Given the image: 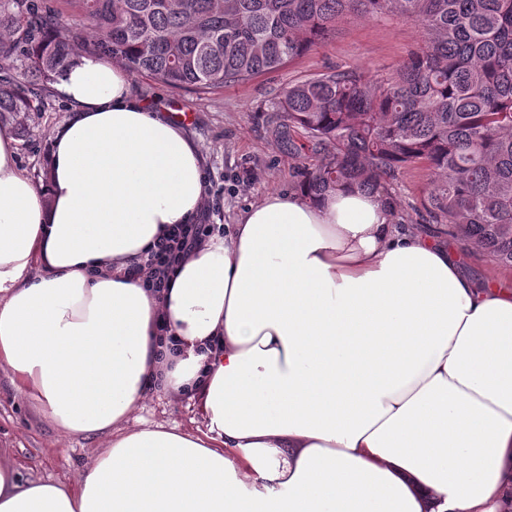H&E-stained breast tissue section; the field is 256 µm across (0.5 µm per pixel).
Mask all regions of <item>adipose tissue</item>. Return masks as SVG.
<instances>
[{
    "mask_svg": "<svg viewBox=\"0 0 512 512\" xmlns=\"http://www.w3.org/2000/svg\"><path fill=\"white\" fill-rule=\"evenodd\" d=\"M53 89L47 189L0 125V364L107 443L71 484L0 459V512H512V287L344 184L248 206L156 300L127 271L198 217L201 152L100 55ZM158 392L201 429L128 427Z\"/></svg>",
    "mask_w": 512,
    "mask_h": 512,
    "instance_id": "adipose-tissue-1",
    "label": "adipose tissue"
}]
</instances>
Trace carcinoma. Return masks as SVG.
<instances>
[{
  "label": "carcinoma",
  "instance_id": "1",
  "mask_svg": "<svg viewBox=\"0 0 512 512\" xmlns=\"http://www.w3.org/2000/svg\"><path fill=\"white\" fill-rule=\"evenodd\" d=\"M71 2L82 33L41 0H0V125L26 130L88 37L138 75L219 89L306 55L345 16L414 22L421 42L393 73L329 70L288 86L271 132L311 198L353 182L388 194L401 170L424 168L429 221L512 268V0Z\"/></svg>",
  "mask_w": 512,
  "mask_h": 512
}]
</instances>
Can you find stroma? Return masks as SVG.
Listing matches in <instances>:
<instances>
[{
	"mask_svg": "<svg viewBox=\"0 0 512 512\" xmlns=\"http://www.w3.org/2000/svg\"><path fill=\"white\" fill-rule=\"evenodd\" d=\"M421 40L419 28L396 16L374 19L347 16L336 34L287 67L248 82L217 90L173 89L132 77L134 94L150 105L186 113V133L200 147L206 188L212 192L214 223H236L240 212L267 193L291 188L295 159L276 147L265 106L288 85L333 68L357 69L372 76L392 73ZM65 104L51 97L45 111L31 113L27 131L18 137V157L37 186H45L49 135L66 116ZM162 422L181 431L201 423L193 401L158 395L132 413L133 427ZM104 446L96 437H64L41 416L30 400L18 395L9 372L0 367V451L17 465L20 482L75 481L88 460Z\"/></svg>",
	"mask_w": 512,
	"mask_h": 512,
	"instance_id": "35a3bbf8",
	"label": "stroma"
}]
</instances>
